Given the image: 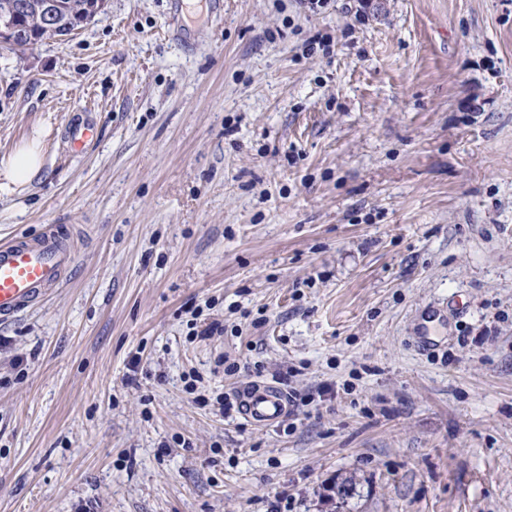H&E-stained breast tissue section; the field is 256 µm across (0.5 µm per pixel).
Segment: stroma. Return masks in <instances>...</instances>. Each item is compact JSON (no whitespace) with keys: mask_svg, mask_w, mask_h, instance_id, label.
<instances>
[{"mask_svg":"<svg viewBox=\"0 0 512 512\" xmlns=\"http://www.w3.org/2000/svg\"><path fill=\"white\" fill-rule=\"evenodd\" d=\"M171 2L0 50V241L77 253L0 324V512H512V0ZM254 381L306 404L213 406ZM42 164L41 147L34 141L23 145L1 163L0 176L5 186L24 184L39 171ZM291 405L299 407L296 394H288L273 382H254L236 390L237 414L255 426H265L288 415Z\"/></svg>","mask_w":512,"mask_h":512,"instance_id":"stroma-1","label":"stroma"}]
</instances>
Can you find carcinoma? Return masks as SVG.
<instances>
[{
    "mask_svg": "<svg viewBox=\"0 0 512 512\" xmlns=\"http://www.w3.org/2000/svg\"><path fill=\"white\" fill-rule=\"evenodd\" d=\"M29 0H0V12L16 10V24L22 40L34 46L45 39L62 37L72 33L84 19L85 4L88 0H58L55 21L49 23L39 11L26 6ZM340 504L356 495V483L345 479L332 487Z\"/></svg>",
    "mask_w": 512,
    "mask_h": 512,
    "instance_id": "obj_1",
    "label": "carcinoma"
}]
</instances>
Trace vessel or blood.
Masks as SVG:
<instances>
[{"label": "vessel or blood", "instance_id": "b4317fda", "mask_svg": "<svg viewBox=\"0 0 512 512\" xmlns=\"http://www.w3.org/2000/svg\"><path fill=\"white\" fill-rule=\"evenodd\" d=\"M76 255L59 225L35 236L18 235L0 243V322L41 304L75 266ZM237 414L255 426L284 418L290 410L287 392L272 382H255L236 391Z\"/></svg>", "mask_w": 512, "mask_h": 512}]
</instances>
